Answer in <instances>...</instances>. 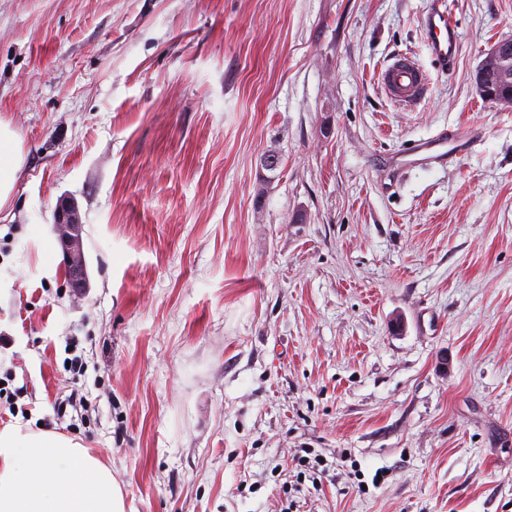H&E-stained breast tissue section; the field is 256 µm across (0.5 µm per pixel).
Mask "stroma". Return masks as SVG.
Listing matches in <instances>:
<instances>
[{
  "label": "stroma",
  "mask_w": 512,
  "mask_h": 512,
  "mask_svg": "<svg viewBox=\"0 0 512 512\" xmlns=\"http://www.w3.org/2000/svg\"><path fill=\"white\" fill-rule=\"evenodd\" d=\"M434 2L0 0L26 155L0 207V429L91 448L126 512H512V108L475 85L512 0H450L446 73ZM398 53L430 78L410 110L379 81ZM462 125L467 155L409 166ZM77 386L75 427L54 404ZM423 27L432 59L442 69L452 67L457 59L461 34L445 1L423 17ZM77 204L62 198L54 214V231L63 257L69 288L76 297L84 296L90 288L83 244V224H80Z\"/></svg>",
  "instance_id": "1"
}]
</instances>
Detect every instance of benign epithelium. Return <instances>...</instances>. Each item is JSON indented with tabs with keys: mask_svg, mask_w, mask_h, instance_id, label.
Returning a JSON list of instances; mask_svg holds the SVG:
<instances>
[{
	"mask_svg": "<svg viewBox=\"0 0 512 512\" xmlns=\"http://www.w3.org/2000/svg\"><path fill=\"white\" fill-rule=\"evenodd\" d=\"M485 71H500L512 75V41L497 44L481 63ZM54 231L63 257L69 288L76 297L84 296L90 288L83 244V225L77 204L70 198L60 200L54 214Z\"/></svg>",
	"mask_w": 512,
	"mask_h": 512,
	"instance_id": "7a95c632",
	"label": "benign epithelium"
}]
</instances>
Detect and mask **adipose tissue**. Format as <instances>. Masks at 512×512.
Masks as SVG:
<instances>
[{
  "label": "adipose tissue",
  "instance_id": "ef3b65f1",
  "mask_svg": "<svg viewBox=\"0 0 512 512\" xmlns=\"http://www.w3.org/2000/svg\"><path fill=\"white\" fill-rule=\"evenodd\" d=\"M24 164L22 144L0 121V206ZM0 512H125L110 467L64 435L0 430Z\"/></svg>",
  "mask_w": 512,
  "mask_h": 512
}]
</instances>
